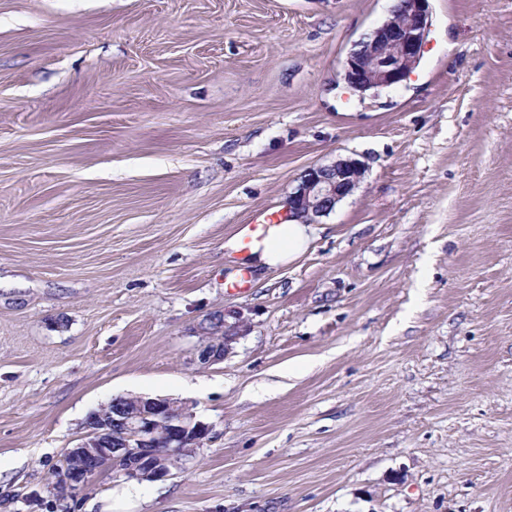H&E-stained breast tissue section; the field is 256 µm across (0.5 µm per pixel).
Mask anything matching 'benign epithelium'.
<instances>
[{
  "label": "benign epithelium",
  "instance_id": "obj_1",
  "mask_svg": "<svg viewBox=\"0 0 512 512\" xmlns=\"http://www.w3.org/2000/svg\"><path fill=\"white\" fill-rule=\"evenodd\" d=\"M401 21L388 18L367 40L350 52L344 65L349 87L363 93L378 91L404 81L421 59L429 14L425 0H399ZM364 165L356 159H339L331 165L311 167L288 201L289 215L315 223L359 185ZM239 324L224 331V343L201 350L205 362L224 358L237 339ZM166 425L170 451L156 450L157 427ZM207 424L196 419L184 403L172 398L145 396L112 400L111 419L91 418L79 443L66 451L75 468L65 476L73 493L104 468L103 461L117 464L114 473L127 480H163L171 475L169 458L189 455L209 435Z\"/></svg>",
  "mask_w": 512,
  "mask_h": 512
}]
</instances>
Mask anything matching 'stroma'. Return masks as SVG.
Instances as JSON below:
<instances>
[{"label":"stroma","mask_w":512,"mask_h":512,"mask_svg":"<svg viewBox=\"0 0 512 512\" xmlns=\"http://www.w3.org/2000/svg\"><path fill=\"white\" fill-rule=\"evenodd\" d=\"M396 2L0 0V512H512V0H425L417 68L354 93ZM347 158L303 254L225 250ZM138 395L208 438L60 507ZM363 173L364 165L356 159L309 168L288 201L289 215L317 222L357 188ZM240 327L241 326L239 325V322L227 327L226 324H224V343H221L217 346H204V348L201 350V359L204 362L223 359L232 349L231 344L238 338V336L235 335L239 333Z\"/></svg>","instance_id":"35a3bbf8"}]
</instances>
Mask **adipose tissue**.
<instances>
[{"label":"adipose tissue","instance_id":"1","mask_svg":"<svg viewBox=\"0 0 512 512\" xmlns=\"http://www.w3.org/2000/svg\"><path fill=\"white\" fill-rule=\"evenodd\" d=\"M309 244L308 227L298 220L274 226L269 235L251 247H244L241 240L232 239L226 244L228 250L237 252L248 249L250 264L275 268L294 260Z\"/></svg>","mask_w":512,"mask_h":512}]
</instances>
